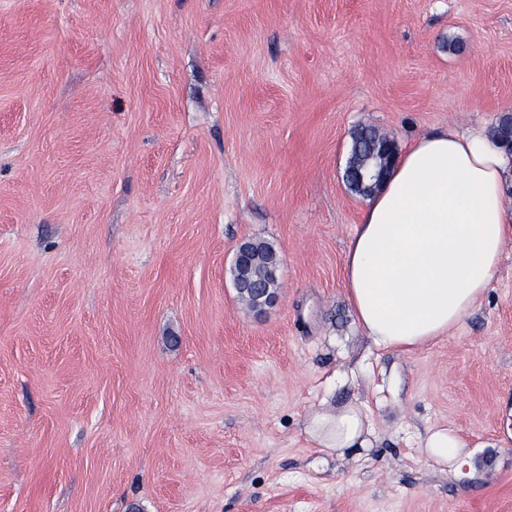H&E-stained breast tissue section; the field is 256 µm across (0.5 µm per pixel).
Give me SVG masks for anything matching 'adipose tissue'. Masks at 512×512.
Here are the masks:
<instances>
[{
  "label": "adipose tissue",
  "instance_id": "1",
  "mask_svg": "<svg viewBox=\"0 0 512 512\" xmlns=\"http://www.w3.org/2000/svg\"><path fill=\"white\" fill-rule=\"evenodd\" d=\"M504 152L483 129L447 128L413 141L367 202L343 264L357 321L375 347L406 352L446 336L490 288L512 212L503 207ZM305 432L319 451L365 446L369 415L357 404L312 410ZM420 454L460 471L462 434L429 431Z\"/></svg>",
  "mask_w": 512,
  "mask_h": 512
}]
</instances>
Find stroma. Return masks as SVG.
<instances>
[{"instance_id": "obj_1", "label": "stroma", "mask_w": 512, "mask_h": 512, "mask_svg": "<svg viewBox=\"0 0 512 512\" xmlns=\"http://www.w3.org/2000/svg\"><path fill=\"white\" fill-rule=\"evenodd\" d=\"M512 113V0H0V512H512V242L448 336L346 297L352 134ZM273 245L263 316L233 287ZM374 433L310 448L309 411ZM469 467L428 465L429 430ZM253 252L257 255L255 261L245 267L235 268V279L243 281L235 283L234 288H254L262 291L257 285H250L244 282L259 283L263 288H268L271 293L277 294L278 273L276 266L278 257L275 249L265 241H251ZM251 246L249 241L243 242L237 249L234 262L242 264L249 260L251 255ZM305 432L319 451H342L365 448V435L370 434L369 415L358 404L339 408L321 407L312 410L306 419ZM468 448L469 442L465 436L442 428L429 431L420 454L428 463H433L443 471L449 469L458 472L469 463L471 451Z\"/></svg>"}]
</instances>
